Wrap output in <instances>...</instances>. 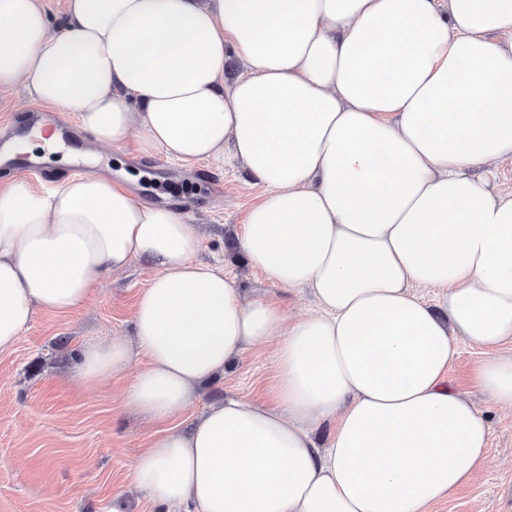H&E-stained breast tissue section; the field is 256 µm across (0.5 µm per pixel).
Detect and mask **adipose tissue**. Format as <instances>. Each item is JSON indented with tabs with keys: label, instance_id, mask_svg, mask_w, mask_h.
Here are the masks:
<instances>
[{
	"label": "adipose tissue",
	"instance_id": "adipose-tissue-1",
	"mask_svg": "<svg viewBox=\"0 0 512 512\" xmlns=\"http://www.w3.org/2000/svg\"><path fill=\"white\" fill-rule=\"evenodd\" d=\"M18 84L96 144L240 163L262 191L242 251L315 300L292 320L246 296L179 211L112 178L0 191V352L138 259L158 273L134 335L85 345L81 386L145 358L125 405L164 422L275 346L273 406L211 404L137 455V490L169 512H428L476 478L487 425L447 371L469 342L512 407V190L473 175L512 161V0H67L58 26L0 0V86Z\"/></svg>",
	"mask_w": 512,
	"mask_h": 512
}]
</instances>
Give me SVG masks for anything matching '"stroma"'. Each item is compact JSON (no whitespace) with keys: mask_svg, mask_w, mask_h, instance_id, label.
Returning <instances> with one entry per match:
<instances>
[{"mask_svg":"<svg viewBox=\"0 0 512 512\" xmlns=\"http://www.w3.org/2000/svg\"><path fill=\"white\" fill-rule=\"evenodd\" d=\"M78 141L48 153L43 172L98 173L125 182L142 201L177 209L191 205L200 236L197 260L224 270L246 295H265L289 314L309 312L306 290L283 288L253 269L239 244L248 209L261 191L237 165L185 166L164 154L141 155L136 142L75 155ZM156 273L132 262L106 276L83 309L36 314L9 350L0 352V512H158L130 482L136 456L170 426L227 397L265 399L275 374L273 349H249L227 365L223 377L203 385L173 423L150 422L122 405L143 361H134L111 386L86 390L70 372L83 345L132 333L138 293ZM448 369L488 426L485 463L476 481L458 487L429 512H512V410L494 405L477 384L480 350L463 340Z\"/></svg>","mask_w":512,"mask_h":512,"instance_id":"1","label":"stroma"}]
</instances>
